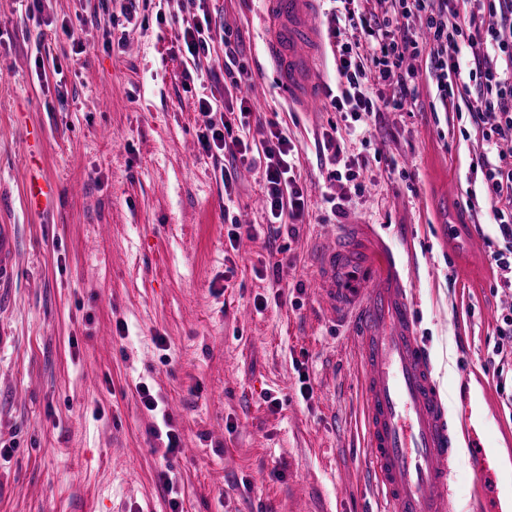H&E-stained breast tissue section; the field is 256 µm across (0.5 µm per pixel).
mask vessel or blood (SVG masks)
<instances>
[{
    "label": "vessel or blood",
    "mask_w": 512,
    "mask_h": 512,
    "mask_svg": "<svg viewBox=\"0 0 512 512\" xmlns=\"http://www.w3.org/2000/svg\"><path fill=\"white\" fill-rule=\"evenodd\" d=\"M317 0H267L266 51L289 97L308 112L321 100ZM56 187L30 175L32 207L52 202ZM17 244L12 225L0 224V287L13 279ZM319 303L356 340L366 405L367 446L383 512H448L452 476L460 460L474 471L485 512H512L498 483L491 449L478 438L458 452V431L474 416H450L434 377L429 348L417 328L416 304L404 265L371 224H346L316 256Z\"/></svg>",
    "instance_id": "1"
}]
</instances>
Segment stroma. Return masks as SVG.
<instances>
[{
    "instance_id": "obj_1",
    "label": "stroma",
    "mask_w": 512,
    "mask_h": 512,
    "mask_svg": "<svg viewBox=\"0 0 512 512\" xmlns=\"http://www.w3.org/2000/svg\"><path fill=\"white\" fill-rule=\"evenodd\" d=\"M126 4L42 0L36 14L0 0V224L19 241L0 292V512H171L167 468L181 512H381L357 349L322 311L314 271L320 236L344 221L407 255L448 412L482 408L476 434L511 484L498 370L512 353L496 347L512 291L491 262L489 207L466 195L482 151L467 107L433 111L422 75L409 111L302 112L262 56L266 0H206L214 41L197 61L185 0H140L130 22ZM110 29L122 45L105 46ZM228 43L247 71L236 84ZM202 98L229 110L233 137L255 145L273 129L296 146L303 220L270 231L261 168L203 150ZM33 128L59 191L43 212L25 195ZM329 131L362 193L328 181ZM327 194L348 196L344 219ZM234 219L254 236L229 241ZM142 384L179 433L175 453Z\"/></svg>"
}]
</instances>
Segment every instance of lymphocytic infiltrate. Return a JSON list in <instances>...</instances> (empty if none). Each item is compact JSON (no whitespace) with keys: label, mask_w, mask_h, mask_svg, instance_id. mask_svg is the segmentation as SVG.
<instances>
[{"label":"lymphocytic infiltrate","mask_w":512,"mask_h":512,"mask_svg":"<svg viewBox=\"0 0 512 512\" xmlns=\"http://www.w3.org/2000/svg\"><path fill=\"white\" fill-rule=\"evenodd\" d=\"M378 0H343L344 24L330 37L339 54L337 93L330 105L360 117L365 112L401 111L416 101V81L426 74L437 90L441 109L466 99L469 116L482 135L485 148L476 168L483 193L502 239L493 250L504 288H512V0H389L377 13ZM423 20L416 34L414 20ZM358 31L368 44L360 52L348 41L347 30ZM471 52L468 67H461L460 46ZM424 71H417V63ZM391 82L388 95L371 96L373 83ZM264 143V190L270 223L283 214L303 217L307 201L290 161L292 146L277 133Z\"/></svg>","instance_id":"1"}]
</instances>
